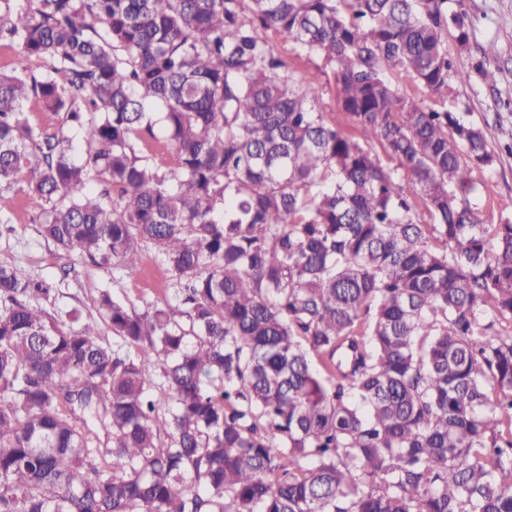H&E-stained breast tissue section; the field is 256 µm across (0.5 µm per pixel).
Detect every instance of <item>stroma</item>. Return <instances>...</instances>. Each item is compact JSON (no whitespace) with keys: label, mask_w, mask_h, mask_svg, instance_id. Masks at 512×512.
Masks as SVG:
<instances>
[{"label":"stroma","mask_w":512,"mask_h":512,"mask_svg":"<svg viewBox=\"0 0 512 512\" xmlns=\"http://www.w3.org/2000/svg\"><path fill=\"white\" fill-rule=\"evenodd\" d=\"M460 8L470 25L468 52L449 40L448 49L456 53L460 65L479 57V47L495 41L500 55L488 59L487 66L497 73L495 87L479 79L457 87L452 102L467 120L483 127L490 147L500 156L494 168L478 173L477 206L487 220L499 222L512 214V155L503 147L512 142V0H462ZM44 216L40 200L26 193L17 194L13 206V233L0 237V264H13L26 273L52 281L58 294L54 307L58 318L71 309H79L83 321L97 322L100 315L96 299L101 290H109L117 299L136 309L148 303H163L173 294V280L162 257L144 248L135 269L121 264L102 268L84 257L72 258L70 273L60 269L61 261L53 244L38 232Z\"/></svg>","instance_id":"35a3bbf8"}]
</instances>
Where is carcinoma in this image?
Here are the masks:
<instances>
[{
  "instance_id": "cac0c4a2",
  "label": "carcinoma",
  "mask_w": 512,
  "mask_h": 512,
  "mask_svg": "<svg viewBox=\"0 0 512 512\" xmlns=\"http://www.w3.org/2000/svg\"><path fill=\"white\" fill-rule=\"evenodd\" d=\"M14 2L0 224L30 193L59 259L150 245L177 289L142 311L101 291L110 345L0 264V512H512V217L474 203L497 155L446 106L496 81V45L455 65L460 0ZM269 41L274 50L288 62L291 68L296 70L299 76L308 77L322 67V62L318 58L299 56L297 51H294L291 46L284 43L272 32L269 33ZM317 89V108L325 113V116L331 122H335L345 132L352 133L350 122L346 115L338 108L336 104V90L333 78L322 76L319 82L315 83Z\"/></svg>"
}]
</instances>
